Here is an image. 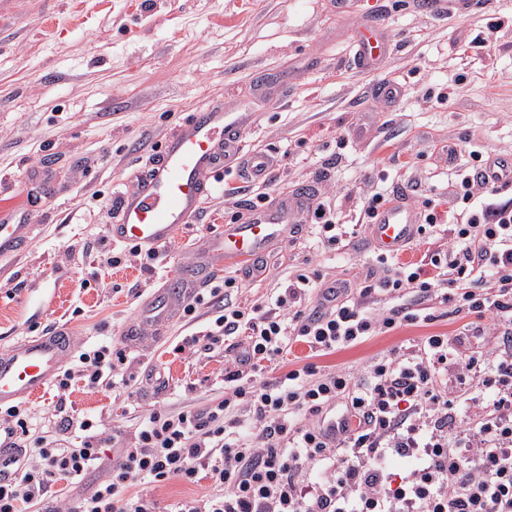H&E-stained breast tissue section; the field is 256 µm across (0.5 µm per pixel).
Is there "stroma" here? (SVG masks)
Segmentation results:
<instances>
[{
	"label": "stroma",
	"mask_w": 512,
	"mask_h": 512,
	"mask_svg": "<svg viewBox=\"0 0 512 512\" xmlns=\"http://www.w3.org/2000/svg\"><path fill=\"white\" fill-rule=\"evenodd\" d=\"M443 3L435 11L429 0H354L346 20L334 0H0V212L31 227L22 253L0 256V352L60 328L78 351L108 339L131 346L137 392L129 413L119 390L77 382L61 399L47 387L26 403L47 428L64 407L93 416L102 440L130 437L158 407L222 393L223 348L175 350L210 314L143 327L131 344L124 330L169 277L213 267L210 238L245 221L257 193L275 203L327 199L355 232L329 249L304 225L271 252L263 280L238 279L231 299L240 305L277 295L304 270L328 281L360 272L373 254L369 228L357 223L368 194L396 187L418 206L453 200L455 171L472 161L449 159L443 146L466 141L489 158L512 157V0ZM367 19L388 43L372 68L357 59L356 27ZM261 79L279 86L277 99L256 94ZM383 80L398 89L389 104L373 97ZM214 101L251 112L244 150L273 158L269 180L226 173L223 190L164 251L126 261L127 246L107 235L118 193L175 127ZM108 254L121 264L107 266ZM428 306L436 322L370 337L317 365L359 377L383 353L432 334H463L471 350L494 346L493 337L464 334L470 316L436 298ZM210 490L206 479L139 488L160 512Z\"/></svg>",
	"instance_id": "1"
}]
</instances>
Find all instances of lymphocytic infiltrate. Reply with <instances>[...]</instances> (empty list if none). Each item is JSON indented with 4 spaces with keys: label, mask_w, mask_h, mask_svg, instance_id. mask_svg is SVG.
<instances>
[{
    "label": "lymphocytic infiltrate",
    "mask_w": 512,
    "mask_h": 512,
    "mask_svg": "<svg viewBox=\"0 0 512 512\" xmlns=\"http://www.w3.org/2000/svg\"><path fill=\"white\" fill-rule=\"evenodd\" d=\"M477 166L461 170L455 199L478 202L465 222L426 200L414 237L424 245L435 229L452 224L447 249L414 262L374 255L359 282L317 288L305 273L289 278L273 301L249 307L214 306L218 289L199 291L182 308L191 316L214 308L205 333L184 337L177 352L223 346L229 357L222 396L204 408L163 406L143 420L133 442L107 457L88 416L60 421L53 434L36 433L34 412L0 409V430L22 440L20 472L0 485V512H155L133 484L161 487L209 479L203 499L176 512H512V206L495 203L499 186L478 181ZM442 296L455 312L481 320L485 335L503 337L495 349H461L448 336L423 337L409 351L371 362L362 377L316 365L318 357L354 346L404 323L434 321L408 304V295ZM381 296L388 308L369 307ZM307 346L309 362L285 369L294 344ZM481 379L489 394L450 389ZM125 350L111 342L83 351L58 374V392L83 382L90 390L129 391ZM475 408L456 437L448 421L457 405ZM356 419L331 431L332 413ZM84 431L80 443L72 429ZM406 460V474L391 462ZM65 483L72 504L48 507L53 487Z\"/></svg>",
    "instance_id": "f902f5d3"
}]
</instances>
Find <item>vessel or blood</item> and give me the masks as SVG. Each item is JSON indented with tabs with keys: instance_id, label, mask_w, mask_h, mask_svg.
Returning <instances> with one entry per match:
<instances>
[{
	"instance_id": "vessel-or-blood-1",
	"label": "vessel or blood",
	"mask_w": 512,
	"mask_h": 512,
	"mask_svg": "<svg viewBox=\"0 0 512 512\" xmlns=\"http://www.w3.org/2000/svg\"><path fill=\"white\" fill-rule=\"evenodd\" d=\"M366 64H373L383 48V36L374 26L359 34ZM250 115L221 105L194 112L166 139L160 162L143 178L136 191L120 197L117 219L110 228L113 241L157 249L166 246L174 233L191 223L204 194L216 189L215 179L226 168L220 153L238 155ZM296 210L264 207L244 224L225 225L211 249L230 265L246 266L264 257L269 247L293 224ZM418 218L414 208L401 201L384 205L371 226L372 240L384 254L399 252L415 233ZM29 225L12 223L0 214V252L16 247ZM72 348L66 330L48 336H28L10 351L0 353V407L40 396L59 374ZM18 451L0 436V484L18 474Z\"/></svg>"
}]
</instances>
